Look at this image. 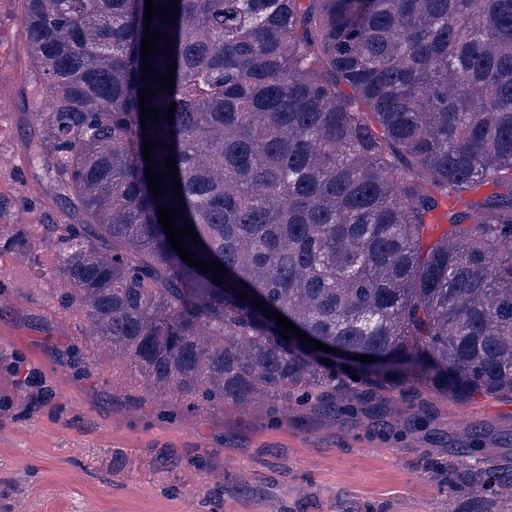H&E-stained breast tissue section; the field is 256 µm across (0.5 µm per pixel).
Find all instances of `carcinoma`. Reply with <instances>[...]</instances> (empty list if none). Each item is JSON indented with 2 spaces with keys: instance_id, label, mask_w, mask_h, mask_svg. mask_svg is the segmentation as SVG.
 <instances>
[{
  "instance_id": "cac0c4a2",
  "label": "carcinoma",
  "mask_w": 512,
  "mask_h": 512,
  "mask_svg": "<svg viewBox=\"0 0 512 512\" xmlns=\"http://www.w3.org/2000/svg\"><path fill=\"white\" fill-rule=\"evenodd\" d=\"M153 3L179 8L150 25L171 39L148 55L162 76L175 57L170 93L141 72L145 0H23L50 103L25 152L78 220L0 224V255L50 247L59 305L112 365L137 367L141 397L176 396L171 421L226 399L380 401L410 381L512 397V0ZM145 85L161 117L143 128ZM170 155L180 199L145 179L147 165L171 177ZM164 205L184 206L175 225L191 220L189 248L223 283L170 246ZM267 308L373 356L370 375L282 338ZM66 358L100 366L76 346ZM448 484L512 497V475L450 469Z\"/></svg>"
}]
</instances>
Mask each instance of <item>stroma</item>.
I'll list each match as a JSON object with an SVG mask.
<instances>
[{"mask_svg":"<svg viewBox=\"0 0 512 512\" xmlns=\"http://www.w3.org/2000/svg\"><path fill=\"white\" fill-rule=\"evenodd\" d=\"M27 63L21 0H0V223L71 222L59 194L21 146L46 110ZM35 264L0 259V512H512V499L470 498L448 484L463 472L512 469V399L453 401L425 392L427 412L392 391L386 425L372 407L332 415L316 405L281 412L232 402L162 419L134 401L138 370L77 374L62 359L85 330L52 295L64 282L52 251ZM23 360L47 398L14 392Z\"/></svg>","mask_w":512,"mask_h":512,"instance_id":"1","label":"stroma"}]
</instances>
